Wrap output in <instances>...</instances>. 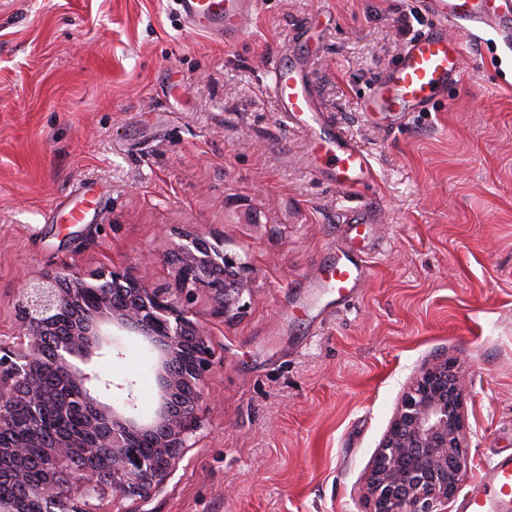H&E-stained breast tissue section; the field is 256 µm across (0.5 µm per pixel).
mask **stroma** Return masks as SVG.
<instances>
[{"mask_svg":"<svg viewBox=\"0 0 512 512\" xmlns=\"http://www.w3.org/2000/svg\"><path fill=\"white\" fill-rule=\"evenodd\" d=\"M431 24L421 0H261L222 44L185 29L173 0H0V336L49 269L175 291L185 234L243 266L241 307L201 290L188 304L217 364L204 426L147 512H370L374 455L436 358L465 361L468 479L512 449V43L449 29L468 46L459 85L398 127L362 109ZM293 51L372 158L355 195L316 176L277 118L269 74ZM364 203L374 221L352 227ZM350 246L370 277L314 312L328 300L314 280ZM157 362L126 334L90 367L140 381L148 415Z\"/></svg>","mask_w":512,"mask_h":512,"instance_id":"obj_1","label":"stroma"}]
</instances>
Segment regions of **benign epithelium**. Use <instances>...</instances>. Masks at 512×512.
Masks as SVG:
<instances>
[{"label":"benign epithelium","mask_w":512,"mask_h":512,"mask_svg":"<svg viewBox=\"0 0 512 512\" xmlns=\"http://www.w3.org/2000/svg\"><path fill=\"white\" fill-rule=\"evenodd\" d=\"M176 259L181 280L191 285L182 299L117 270L88 278L51 271L21 290L20 331L0 337V467L10 466L23 498L0 497V512H100L98 501L108 495L140 505L165 486L202 428L200 403L215 365L185 302L202 289L227 312L245 291L240 276L230 286L216 277L237 265L221 243L187 237ZM124 332L159 353V402L146 423L133 413L131 385L86 369L93 353L118 345ZM44 365L61 378L59 388L39 379ZM463 380L464 366L445 360L404 391L371 465V512H442L456 493L469 469ZM18 407L36 428L24 441H4ZM55 412L79 413L78 433L55 430ZM142 436L150 439L147 453L136 445ZM31 447L42 449L37 481L27 472Z\"/></svg>","instance_id":"1"}]
</instances>
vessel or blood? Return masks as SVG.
Segmentation results:
<instances>
[{"instance_id": "1", "label": "vessel or blood", "mask_w": 512, "mask_h": 512, "mask_svg": "<svg viewBox=\"0 0 512 512\" xmlns=\"http://www.w3.org/2000/svg\"><path fill=\"white\" fill-rule=\"evenodd\" d=\"M185 26L217 42L238 39L258 8V0H174ZM438 23L416 37L400 60L375 82L364 109L406 119L426 109L448 86L458 83L465 56L449 28L495 31L512 37V0H427ZM269 90L275 110L289 127L304 133L315 152V169L328 171L341 190L354 193L373 180L368 153L320 113L299 62L274 64ZM369 273L364 259L342 255L325 267L318 287L331 291L337 304L354 298ZM460 512H512V452L493 456L482 475L464 493Z\"/></svg>"}]
</instances>
